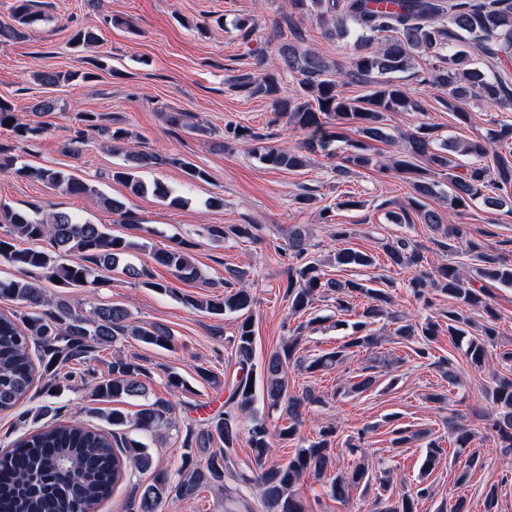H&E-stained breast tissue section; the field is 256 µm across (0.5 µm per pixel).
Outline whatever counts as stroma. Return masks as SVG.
I'll return each instance as SVG.
<instances>
[{
  "label": "stroma",
  "mask_w": 512,
  "mask_h": 512,
  "mask_svg": "<svg viewBox=\"0 0 512 512\" xmlns=\"http://www.w3.org/2000/svg\"><path fill=\"white\" fill-rule=\"evenodd\" d=\"M32 9L39 14V21L25 29L23 38L0 47V99L16 106L20 122L40 123L43 132L20 143L10 129L0 128V145L11 147L19 163L66 171L95 185L99 193L64 194L5 170L0 171V206L22 211L48 207L104 225L110 233L133 242L126 260L145 269L148 280H132L113 272L99 288L73 290L69 296L76 304L123 305L130 309L133 321L159 323L169 329L172 349L128 337L118 342L115 350L101 351L95 368L106 373V363L116 350L141 357L154 376L148 394L152 400L169 398L166 373H178L186 380L188 389L173 413L175 429L147 442L155 462L170 474H177L183 464L182 428L222 412L226 386L237 375L230 343L236 315L212 317L187 306L185 297L223 293L229 270L245 272V284L255 296L254 363L258 366L294 332L302 334L299 356L309 358L336 348L352 331L355 313L337 311L330 297L314 302L302 315L289 314L284 296L289 261L282 252L289 227L302 224L308 228L311 247L307 257L322 261L329 277L390 281L394 310L417 323L446 310L448 298L436 293L426 302L416 299L408 287V273L388 270L385 244L410 238L426 247L430 260L445 259L467 268L473 263L468 249L472 243L485 250H503L512 260V213L479 201L468 214H457L448 201L445 176H436L434 194L426 204L438 211L445 223L463 225L469 244L448 252L437 246V235L427 225L406 226L395 221V212L413 195L406 180L389 167L405 147L404 134L426 122L436 126L439 141H469L486 135L495 121L512 120V107L479 101L470 102L467 121L457 120L444 104V93L423 81L429 67L427 57L416 58L411 68L395 76L396 83L407 88L420 108L386 114L389 141H374L369 146L376 166L339 171L341 156L361 140L356 131L349 130L337 141L335 157L312 153L308 167L292 172L262 164L255 150L263 144L302 146L305 133L275 120L268 100L247 97L233 88L231 81L263 69L277 73L288 92H295L297 77L282 63L281 44L292 42L297 50H316L329 65L346 70L354 54L352 39L330 36L325 27L302 18L298 25L303 38L294 41L283 21L288 13L285 0H32ZM242 18L258 23L246 39L237 27ZM78 29L96 33L97 43L75 51L69 39ZM97 58L105 68L87 82L44 86L34 77L38 71L85 72ZM48 97L57 100L58 111L39 117L29 112V105ZM80 111L104 114L113 126L136 133L138 150L173 157V164L142 170L141 176L187 198V205L172 206L151 195L136 197L112 181L110 173L122 164L123 155L113 150L106 136L91 132L76 139V114ZM169 112L189 114L190 127L171 126L165 120ZM234 126L248 128L253 142L229 137L227 130ZM185 161L205 170L206 179H189L181 167ZM300 195L313 197V204H298ZM106 196L124 202L129 223H122L119 215L103 205ZM215 198L223 199V206H212ZM347 199L353 200V207H344ZM326 206L332 209L328 224L318 215ZM228 224L254 225V239L229 236L213 240L210 228ZM338 224L354 225L356 233L348 242L334 238ZM178 246L191 253L203 278L174 282L170 294L157 292L154 283L171 280V274L152 260L151 252ZM345 247L371 255L374 267L336 264V251ZM394 329L390 322L376 323L379 345L354 354L335 370L308 373L296 369L290 373L293 391L311 388L324 398L306 416L300 429L302 442L314 440L318 425H338L336 470L345 473L355 464L345 441L363 428L367 448L390 471L392 495L415 492L423 483L432 486L433 495L419 500L418 512H438L442 505L454 504L459 498L465 499L470 512H489L485 496L491 490L496 500L490 512H512V466L484 417L487 373L470 366L447 335L430 342L429 355L422 358L415 354L413 343L399 342ZM444 357L452 359L459 386H449L441 377L437 363ZM200 365L218 377V384L198 377ZM367 369L373 370L375 383L365 392H351V385ZM433 392L444 394V402L428 401ZM50 402L61 407L63 419L77 415L88 425L106 432L111 429L105 412H87L86 390H67L51 399L38 379L14 409L0 412V454L9 451L20 437L53 424L52 416L36 414ZM452 418L472 430L469 450L479 459L463 483L457 480L460 466L448 440ZM397 425L417 432V440L401 447L393 445L392 429ZM431 440L438 441L445 452L436 469L426 475L422 464ZM379 492V482L374 479L368 487L353 489L349 502L343 504L329 496L327 484L311 477H304L298 485L307 512H369Z\"/></svg>",
  "instance_id": "stroma-1"
}]
</instances>
